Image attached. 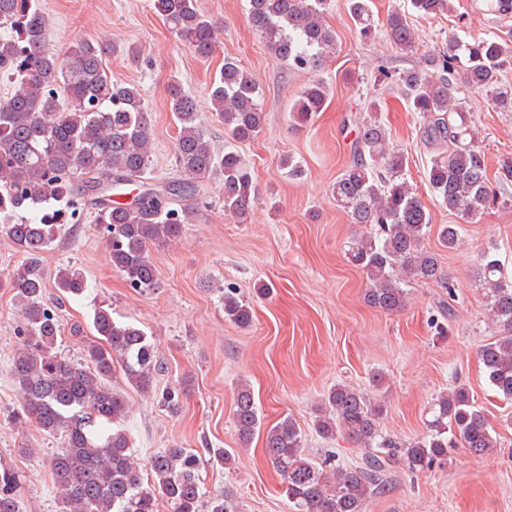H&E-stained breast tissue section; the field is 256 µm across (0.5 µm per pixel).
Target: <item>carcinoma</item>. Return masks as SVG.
<instances>
[{
  "label": "carcinoma",
  "mask_w": 512,
  "mask_h": 512,
  "mask_svg": "<svg viewBox=\"0 0 512 512\" xmlns=\"http://www.w3.org/2000/svg\"><path fill=\"white\" fill-rule=\"evenodd\" d=\"M412 12L436 16L450 0H409ZM249 19L275 57L310 72L322 71L336 51V33L324 23L328 0H248ZM153 9L171 32L201 58L211 57L218 28L197 0H153ZM364 38L376 35L370 0H347ZM0 68L15 75L11 92L0 99V238L23 256L17 270L0 278V288L16 290L21 322L10 374L21 396L18 423L32 424L63 437L50 462L49 477L58 490L61 512H232L229 490L206 495L200 457L192 448L172 446L154 453L142 467L123 427L127 400L107 380L121 373L128 385L149 394L164 370L146 332L119 322L98 306L95 340L83 347V361L57 352L61 324L45 302L47 273L43 254L65 231L73 216V185L84 181L94 195L93 221L103 226L112 269L130 287L157 288L159 271L150 247L181 241L197 200L211 180L222 185L224 214L244 218L255 194L252 174L232 148L214 149L201 124L194 96L176 80L168 84V107L178 127L174 145L180 177L146 188L130 202L112 190L145 178L152 159L148 113L139 89L112 82L105 58L110 46L80 39L58 55L50 48L48 18L38 0H0ZM384 35L400 51L415 48L409 16L387 15ZM512 64V29L463 41L448 36L446 48L424 56L422 64L397 73L409 111L420 119L422 144L434 148L426 179L448 212L468 222L489 198L485 153L463 108L461 89L490 96L499 110L512 112V84L502 79ZM211 111L233 140L247 142L264 124L259 86L238 61L224 59L208 87ZM328 89L315 78L290 107L294 122L306 124L325 108ZM408 155L389 144L376 122L362 126L352 162L336 178L331 194L351 224L370 226L352 238L347 258L369 282L367 301L393 313L406 304L405 285L436 281L454 294L435 253L424 245L432 216L406 178ZM464 230L444 224L438 238L450 249ZM479 282L489 316L503 335L484 344L479 356L489 383L512 401V280L496 256L484 255ZM57 301L77 300L87 279L68 266L55 276ZM224 317L247 328L252 307L233 288L223 291ZM182 391L170 387L161 404L181 410ZM314 428L324 439L346 435L365 449L347 466L328 457L314 462L303 454V435L290 417L264 426L247 385L233 404L240 447L263 436L267 458L283 480L292 512H365L367 501L384 486L393 464L401 461L421 472L448 462L456 442L474 455L497 446L485 416L469 390L457 386L437 394L429 406L426 433L412 441L382 435L385 402L347 384L331 387L317 408ZM21 481L0 470V512H20Z\"/></svg>",
  "instance_id": "cac0c4a2"
}]
</instances>
